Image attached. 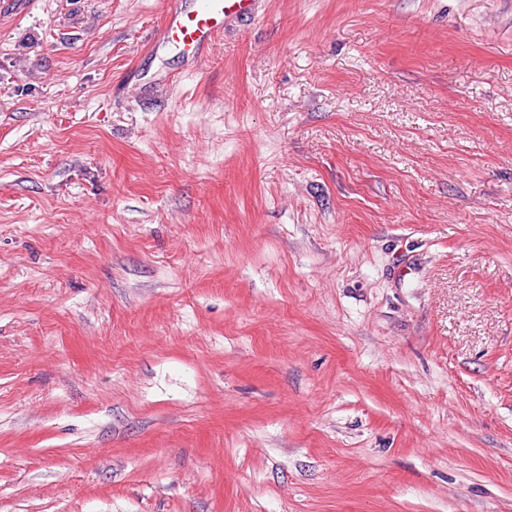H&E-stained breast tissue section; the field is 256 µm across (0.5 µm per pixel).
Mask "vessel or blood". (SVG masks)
Wrapping results in <instances>:
<instances>
[{
    "mask_svg": "<svg viewBox=\"0 0 512 512\" xmlns=\"http://www.w3.org/2000/svg\"><path fill=\"white\" fill-rule=\"evenodd\" d=\"M258 4L259 0H170L157 43L197 58L229 25L252 20Z\"/></svg>",
    "mask_w": 512,
    "mask_h": 512,
    "instance_id": "1",
    "label": "vessel or blood"
}]
</instances>
